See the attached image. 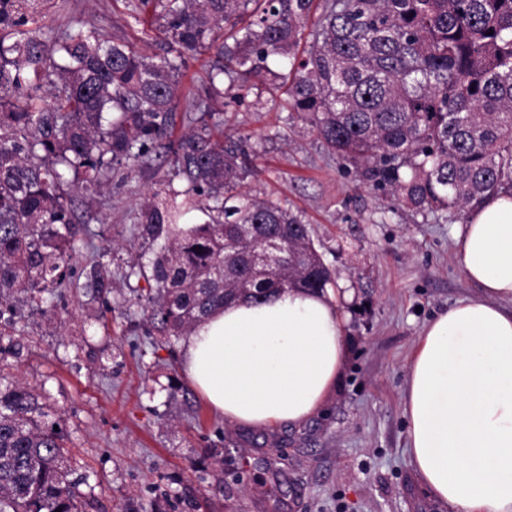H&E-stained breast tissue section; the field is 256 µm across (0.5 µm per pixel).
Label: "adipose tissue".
<instances>
[{"instance_id":"adipose-tissue-1","label":"adipose tissue","mask_w":512,"mask_h":512,"mask_svg":"<svg viewBox=\"0 0 512 512\" xmlns=\"http://www.w3.org/2000/svg\"><path fill=\"white\" fill-rule=\"evenodd\" d=\"M455 254L477 296L425 327L404 393L411 463L450 512H512V197L469 212ZM331 293L238 296L183 336L196 391L232 424H300L335 391L346 362Z\"/></svg>"}]
</instances>
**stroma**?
<instances>
[{"label":"stroma","instance_id":"stroma-1","mask_svg":"<svg viewBox=\"0 0 512 512\" xmlns=\"http://www.w3.org/2000/svg\"><path fill=\"white\" fill-rule=\"evenodd\" d=\"M86 24L151 53L125 0H39L34 28ZM224 131L245 137L249 188L301 212L343 318L348 357L322 411L299 426L247 428L210 409L181 369L180 343L157 332L127 277L141 253L139 202L154 156L96 192H78L85 231L73 261L113 246L107 297L65 289L55 308L0 321V377L34 387L64 424L80 512H448L421 486L403 410L409 357L439 312L477 294L454 254L461 215L392 207L328 153L284 100H225ZM224 451L223 464L208 456Z\"/></svg>","mask_w":512,"mask_h":512}]
</instances>
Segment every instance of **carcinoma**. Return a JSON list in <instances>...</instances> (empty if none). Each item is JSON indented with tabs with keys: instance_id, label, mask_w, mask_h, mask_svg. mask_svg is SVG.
Instances as JSON below:
<instances>
[{
	"instance_id": "carcinoma-1",
	"label": "carcinoma",
	"mask_w": 512,
	"mask_h": 512,
	"mask_svg": "<svg viewBox=\"0 0 512 512\" xmlns=\"http://www.w3.org/2000/svg\"><path fill=\"white\" fill-rule=\"evenodd\" d=\"M154 31L149 55L92 29L28 28L36 0H0V320L45 312L77 285L73 193L146 165L189 60L214 55L186 129L169 141L162 189L140 206L151 251L129 275L147 317L183 336L231 298L325 291L334 273L303 215L243 191L242 142L217 104L287 87L288 110L360 181L418 213L470 210L512 194V0H128ZM53 89L47 100L45 88ZM197 225L184 229L183 219ZM285 245L259 273L257 236ZM103 249L87 278L110 287ZM35 390L0 383V512H78L60 420Z\"/></svg>"
}]
</instances>
